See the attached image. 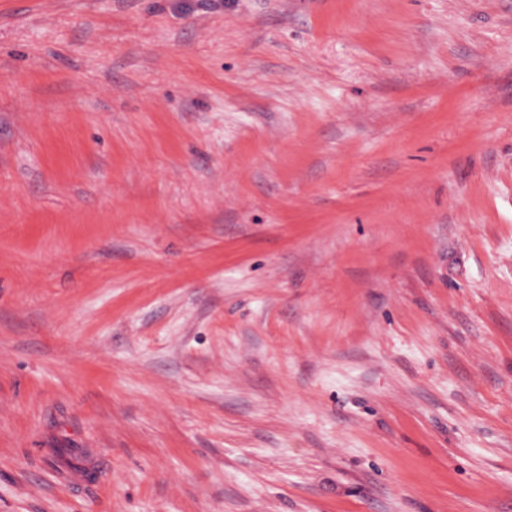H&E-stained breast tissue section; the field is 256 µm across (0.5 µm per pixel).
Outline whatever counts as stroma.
Here are the masks:
<instances>
[{"mask_svg":"<svg viewBox=\"0 0 512 512\" xmlns=\"http://www.w3.org/2000/svg\"><path fill=\"white\" fill-rule=\"evenodd\" d=\"M0 512H512V0H0Z\"/></svg>","mask_w":512,"mask_h":512,"instance_id":"35a3bbf8","label":"stroma"}]
</instances>
